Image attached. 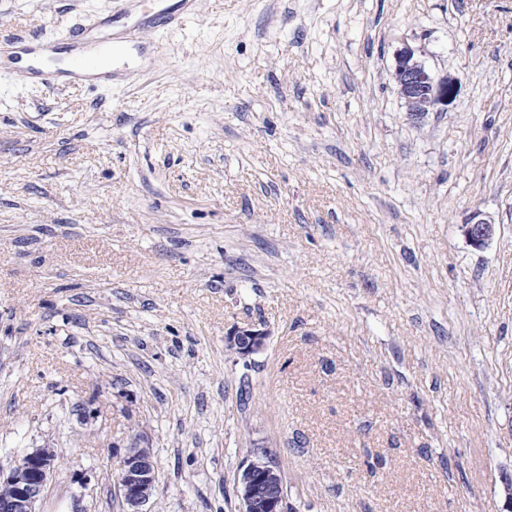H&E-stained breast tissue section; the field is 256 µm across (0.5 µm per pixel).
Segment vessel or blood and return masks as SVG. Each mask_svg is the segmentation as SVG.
<instances>
[{
    "mask_svg": "<svg viewBox=\"0 0 512 512\" xmlns=\"http://www.w3.org/2000/svg\"><path fill=\"white\" fill-rule=\"evenodd\" d=\"M195 8L196 0H158L157 6L142 10L140 18L133 25L124 26L112 37L103 39L99 36L101 29L114 25L117 18L128 15L131 11L130 0H112L107 13L84 16L82 22L65 32V41L77 45L80 49L69 68L41 67L33 72L32 77L34 81L49 89L58 88L69 79L83 78L90 84L119 79L130 80L132 74L124 66L112 67L102 74L95 73V64L84 56V48L97 42L101 45V54L120 56L126 44L142 41L145 31H159L181 24L194 13Z\"/></svg>",
    "mask_w": 512,
    "mask_h": 512,
    "instance_id": "b4317fda",
    "label": "vessel or blood"
}]
</instances>
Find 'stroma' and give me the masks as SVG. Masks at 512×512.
Returning a JSON list of instances; mask_svg holds the SVG:
<instances>
[{
	"mask_svg": "<svg viewBox=\"0 0 512 512\" xmlns=\"http://www.w3.org/2000/svg\"><path fill=\"white\" fill-rule=\"evenodd\" d=\"M106 4L0 0V470L55 449L41 512H122L141 438L147 512H238L264 446L293 512H507L512 0H196L134 82L16 66ZM406 46L459 82L419 123ZM465 232L470 242L480 248L492 240L495 234V224L485 219H478L467 224ZM269 334L261 325L234 326L227 333L230 347L243 359L263 351ZM117 490L123 512H147L155 488L156 462L147 446L139 443L127 448L119 458Z\"/></svg>",
	"mask_w": 512,
	"mask_h": 512,
	"instance_id": "35a3bbf8",
	"label": "stroma"
}]
</instances>
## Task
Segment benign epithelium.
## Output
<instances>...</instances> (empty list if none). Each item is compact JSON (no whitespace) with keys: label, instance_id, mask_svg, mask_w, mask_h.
Masks as SVG:
<instances>
[{"label":"benign epithelium","instance_id":"7a95c632","mask_svg":"<svg viewBox=\"0 0 512 512\" xmlns=\"http://www.w3.org/2000/svg\"><path fill=\"white\" fill-rule=\"evenodd\" d=\"M406 112L420 122L430 112H444L454 104L458 85L450 75L433 74L411 48L396 55L393 73ZM495 225L478 219L466 226V235L476 247L487 245ZM267 330L260 325L234 326L227 333L230 347L243 359L265 349ZM60 456L52 448H34L26 453L9 473L0 471V485L10 493L0 496V512H40L49 479ZM118 495L123 512H146L155 488L156 462L150 448L133 444L119 458ZM239 512H285L287 492L277 457L268 448L250 449L242 461L237 478Z\"/></svg>","mask_w":512,"mask_h":512}]
</instances>
